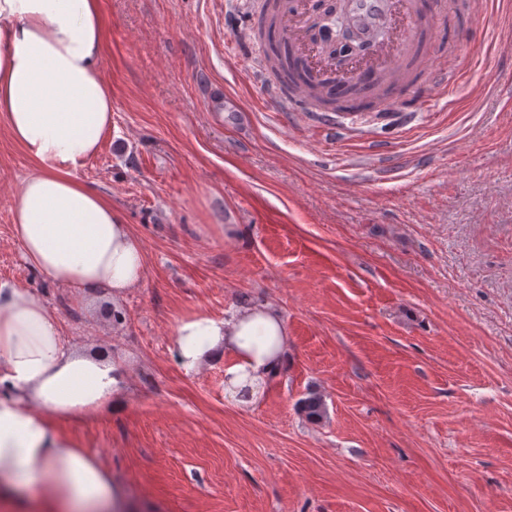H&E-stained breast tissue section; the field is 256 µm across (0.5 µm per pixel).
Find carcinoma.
Instances as JSON below:
<instances>
[{"label":"carcinoma","mask_w":512,"mask_h":512,"mask_svg":"<svg viewBox=\"0 0 512 512\" xmlns=\"http://www.w3.org/2000/svg\"><path fill=\"white\" fill-rule=\"evenodd\" d=\"M291 0H263L261 13L254 36L262 40L265 35L281 29L282 18L290 11ZM420 49L393 71L382 76L375 84L361 87L356 84L342 86L336 91H329L323 85L305 81L298 84L301 75L298 72V59L292 50L288 37L280 35V40L269 44L266 52V66L270 75L281 81H288V88L296 87L308 104L323 111H342L365 100L367 106L384 110L393 92L413 82L417 77ZM300 408L305 417L314 422L326 416V407L322 398L312 393L300 402Z\"/></svg>","instance_id":"carcinoma-1"}]
</instances>
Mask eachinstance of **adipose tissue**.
Here are the masks:
<instances>
[{
    "label": "adipose tissue",
    "instance_id": "ef3b65f1",
    "mask_svg": "<svg viewBox=\"0 0 512 512\" xmlns=\"http://www.w3.org/2000/svg\"><path fill=\"white\" fill-rule=\"evenodd\" d=\"M101 0H0V123L31 165L13 205L26 263L84 296L123 295L140 284L144 252L111 198L76 172L112 125L102 75ZM233 351L228 384L275 377L288 352L278 311L245 306L215 319H180L174 351L188 372ZM127 402L120 358L69 345L57 311L37 291L0 282V490L42 512H110V474L60 423L78 424Z\"/></svg>",
    "mask_w": 512,
    "mask_h": 512
}]
</instances>
